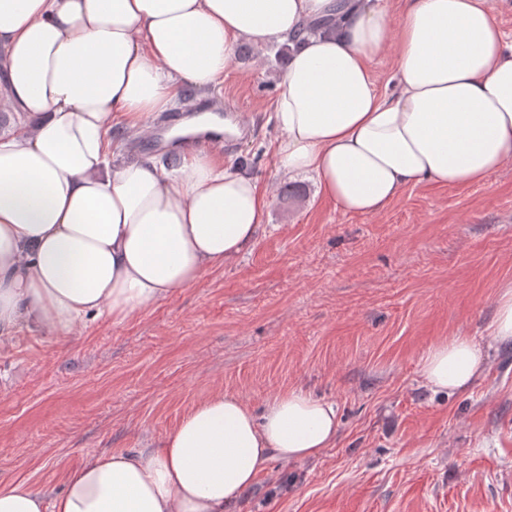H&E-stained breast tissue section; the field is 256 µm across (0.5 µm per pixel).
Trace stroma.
Here are the masks:
<instances>
[{
	"instance_id": "obj_1",
	"label": "stroma",
	"mask_w": 512,
	"mask_h": 512,
	"mask_svg": "<svg viewBox=\"0 0 512 512\" xmlns=\"http://www.w3.org/2000/svg\"><path fill=\"white\" fill-rule=\"evenodd\" d=\"M285 62L275 46L234 53L202 96L252 117L218 152L272 194L252 249L124 322L64 338L30 328L0 347V487L56 494L100 454L155 447L218 387L256 409L302 388L335 403L333 445L270 461L229 512H512V348L487 330L512 280V164L343 212L279 169ZM457 336L487 348V368L433 392L419 362Z\"/></svg>"
}]
</instances>
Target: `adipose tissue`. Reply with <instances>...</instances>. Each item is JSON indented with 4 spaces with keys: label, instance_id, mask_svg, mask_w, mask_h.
Masks as SVG:
<instances>
[{
    "label": "adipose tissue",
    "instance_id": "obj_1",
    "mask_svg": "<svg viewBox=\"0 0 512 512\" xmlns=\"http://www.w3.org/2000/svg\"><path fill=\"white\" fill-rule=\"evenodd\" d=\"M294 41L274 118L288 178H314L348 213L382 211L418 183L479 184L512 164V36L491 0H0V346L30 325L70 336L121 322L253 246L272 196L208 150L167 172L109 160L113 115L208 92L236 44ZM394 47L390 91L371 65ZM487 366L474 339L420 362L436 392ZM334 403L291 389L254 410L217 389L150 452L115 450L63 476L51 496L0 489V512H224L273 459L331 446Z\"/></svg>",
    "mask_w": 512,
    "mask_h": 512
}]
</instances>
